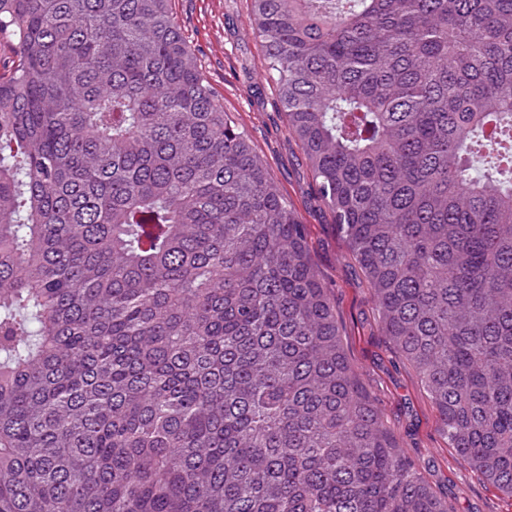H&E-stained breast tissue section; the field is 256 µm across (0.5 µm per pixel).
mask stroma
Listing matches in <instances>:
<instances>
[{
    "mask_svg": "<svg viewBox=\"0 0 512 512\" xmlns=\"http://www.w3.org/2000/svg\"><path fill=\"white\" fill-rule=\"evenodd\" d=\"M186 39L228 115L305 229L312 261L336 307L345 353L390 435L449 512H512V497L486 482L444 438L416 372L386 336L367 277L325 205L270 78L250 23V0H171Z\"/></svg>",
    "mask_w": 512,
    "mask_h": 512,
    "instance_id": "1",
    "label": "stroma"
}]
</instances>
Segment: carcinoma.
<instances>
[{
	"mask_svg": "<svg viewBox=\"0 0 512 512\" xmlns=\"http://www.w3.org/2000/svg\"><path fill=\"white\" fill-rule=\"evenodd\" d=\"M170 0H0V512H448ZM449 447L512 497V0H251Z\"/></svg>",
	"mask_w": 512,
	"mask_h": 512,
	"instance_id": "obj_1",
	"label": "carcinoma"
}]
</instances>
